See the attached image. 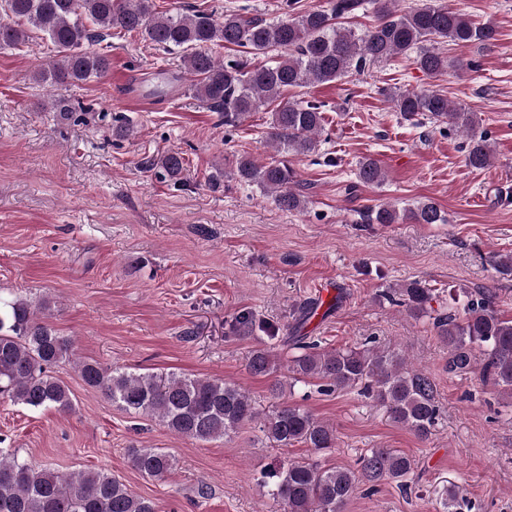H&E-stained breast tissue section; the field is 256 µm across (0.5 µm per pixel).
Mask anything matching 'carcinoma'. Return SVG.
I'll list each match as a JSON object with an SVG mask.
<instances>
[{
    "label": "carcinoma",
    "instance_id": "cac0c4a2",
    "mask_svg": "<svg viewBox=\"0 0 512 512\" xmlns=\"http://www.w3.org/2000/svg\"><path fill=\"white\" fill-rule=\"evenodd\" d=\"M399 0H327L325 9L309 10L289 19L268 21L234 11L221 21L192 7L175 13L159 12L154 0H0V49L17 48L37 34L53 48L46 66L33 74L39 86H75L100 80L110 59L84 45L119 30L138 32L150 43L181 52V65L191 78L192 91L224 125L235 126L259 107L273 103L295 88L332 83L367 67L414 56L428 74L450 65L441 43L489 45L496 30L448 10L441 0H425L403 11ZM370 9L375 23L355 32L340 26L359 10ZM233 47L253 56L276 53L269 64L253 66L240 57L216 59L208 46ZM400 115H422L450 132L469 139L466 161L475 169L491 163L489 131L474 112L452 107L448 97L433 91L400 92L382 89ZM321 105L313 102L280 104L271 112L268 138L282 153L315 151L323 132ZM145 170H160L178 181L184 158L167 153L144 162ZM240 181L277 192L276 204L300 211L307 199L296 189L288 162L259 163L249 156L236 162ZM359 182L380 185L385 174L374 159L359 163ZM364 224H446L436 202L420 199L397 209L392 204L365 208ZM383 296L409 314L433 320L438 339L448 348L446 369L453 376L476 371L492 381L512 406V319L502 317L497 294L484 288L467 297L463 316L456 311L431 314L433 291L419 280L392 288ZM302 353L281 363L269 348L251 351L249 372L270 376L281 368L300 382L318 379L323 391L335 392L364 385L373 401L397 424L425 438L438 421L436 386L425 372L411 366L401 351L378 347L321 349L307 337L294 339ZM73 344L43 318L22 295L0 299V403L37 411L73 408L68 386L54 368L72 361ZM84 383L100 390L129 414L157 419L169 431L197 443L221 440L246 422L260 420L265 440L281 447L296 443L322 452L336 447V428L300 405L282 403L262 416L255 401L239 385L218 378L177 373L109 371L95 361H80ZM129 463L141 475L161 479L177 460L160 448H130ZM413 460L393 448H371L359 469L325 466L312 459L285 460L261 473L268 487L270 512H345L359 489L377 490L384 482L405 486ZM0 512H156L154 503L133 493L104 469L62 475L39 468L16 453L0 448Z\"/></svg>",
    "mask_w": 512,
    "mask_h": 512
}]
</instances>
